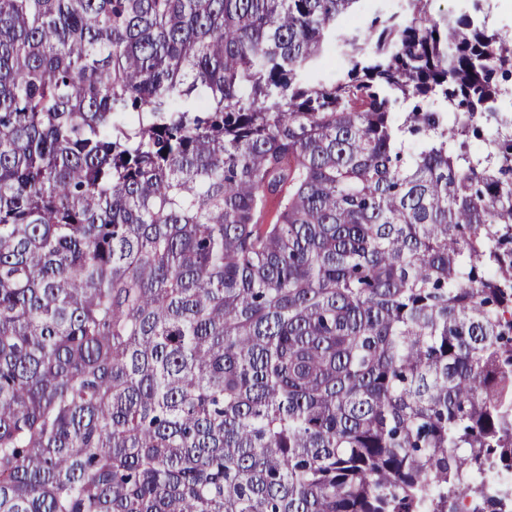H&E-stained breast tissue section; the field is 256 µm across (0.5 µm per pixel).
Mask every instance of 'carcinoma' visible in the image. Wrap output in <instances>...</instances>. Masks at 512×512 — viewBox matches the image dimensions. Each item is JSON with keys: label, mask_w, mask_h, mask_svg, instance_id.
Listing matches in <instances>:
<instances>
[{"label": "carcinoma", "mask_w": 512, "mask_h": 512, "mask_svg": "<svg viewBox=\"0 0 512 512\" xmlns=\"http://www.w3.org/2000/svg\"><path fill=\"white\" fill-rule=\"evenodd\" d=\"M359 2L0 0V512H512V31ZM478 479L495 493L510 495L512 499V471L488 470L480 473Z\"/></svg>", "instance_id": "obj_1"}]
</instances>
